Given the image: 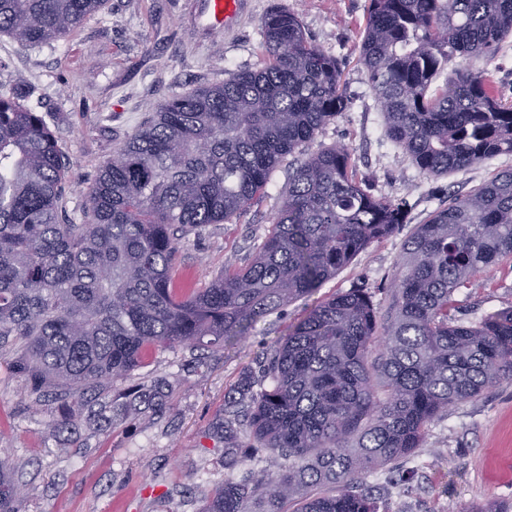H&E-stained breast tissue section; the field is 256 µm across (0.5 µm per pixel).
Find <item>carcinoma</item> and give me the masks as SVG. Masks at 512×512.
Masks as SVG:
<instances>
[{
    "label": "carcinoma",
    "instance_id": "cac0c4a2",
    "mask_svg": "<svg viewBox=\"0 0 512 512\" xmlns=\"http://www.w3.org/2000/svg\"><path fill=\"white\" fill-rule=\"evenodd\" d=\"M105 0H0V35L56 41ZM256 70L164 104L98 172L82 223L63 222L66 163L31 109L0 97V347L31 391L76 404L123 379L155 346L220 348L311 294L404 223L401 201L376 198L338 146L299 159L253 259L202 289L177 284V233L244 213L285 155L346 108L336 59L297 14L262 21ZM512 38V0H369L360 64L384 134L420 173L446 175L512 154V104L489 70ZM460 60L453 71L448 65ZM512 258V171L448 197L406 240L392 301L364 288L322 301L245 375L249 433L224 418V442L285 460L276 478H228L204 512H376L365 475L420 447L448 406L512 378V308L477 325L452 318V295ZM270 385H264L265 381ZM24 488L0 458V512Z\"/></svg>",
    "mask_w": 512,
    "mask_h": 512
}]
</instances>
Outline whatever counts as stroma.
I'll return each mask as SVG.
<instances>
[{
  "label": "stroma",
  "mask_w": 512,
  "mask_h": 512,
  "mask_svg": "<svg viewBox=\"0 0 512 512\" xmlns=\"http://www.w3.org/2000/svg\"><path fill=\"white\" fill-rule=\"evenodd\" d=\"M202 0H106L64 39L25 46L0 36V97L37 112L64 153L63 216L77 220L100 168L169 98L222 82L225 69L260 67L261 23L271 10L298 14L310 37L343 70L346 111L302 147L311 154L345 147L359 181L377 197L407 203L403 224L323 282L258 321L249 336L222 349L157 347L130 377L88 392L73 426L55 430L64 414L54 398H35L0 354V454L25 483L17 512H203L208 496L229 477L254 469L277 475L273 451L234 455L224 464L225 407L245 374L260 375L267 356L314 306L355 287L386 310L407 238L451 195L480 187L512 155H498L441 177L420 174L383 133V116L358 62L369 0H249L235 29L198 25ZM293 156L273 170L264 194L229 223L211 224L178 243V274L204 288L225 267L249 263L270 227L278 191ZM512 307V260L476 275L453 295L451 313L478 323ZM397 485L392 466L363 481L378 512H512V380L449 406L429 426Z\"/></svg>",
  "instance_id": "35a3bbf8"
}]
</instances>
